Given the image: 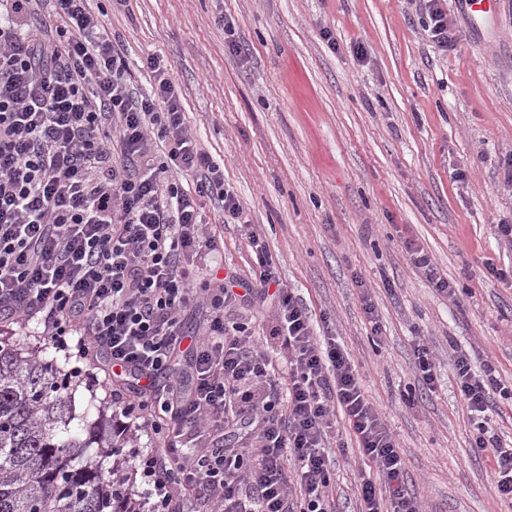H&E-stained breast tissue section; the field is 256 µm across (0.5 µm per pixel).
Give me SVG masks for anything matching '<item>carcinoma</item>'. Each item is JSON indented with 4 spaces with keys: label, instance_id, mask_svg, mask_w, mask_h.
Here are the masks:
<instances>
[{
    "label": "carcinoma",
    "instance_id": "obj_1",
    "mask_svg": "<svg viewBox=\"0 0 512 512\" xmlns=\"http://www.w3.org/2000/svg\"><path fill=\"white\" fill-rule=\"evenodd\" d=\"M35 351L0 347V512H139L118 468L119 441L71 428V393Z\"/></svg>",
    "mask_w": 512,
    "mask_h": 512
}]
</instances>
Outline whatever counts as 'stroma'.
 Listing matches in <instances>:
<instances>
[{
	"instance_id": "35a3bbf8",
	"label": "stroma",
	"mask_w": 512,
	"mask_h": 512,
	"mask_svg": "<svg viewBox=\"0 0 512 512\" xmlns=\"http://www.w3.org/2000/svg\"><path fill=\"white\" fill-rule=\"evenodd\" d=\"M124 54L136 93L150 94L145 62L163 57L201 145L224 163V185L246 221L228 224L203 201L223 242L224 270L240 287L259 268L249 234L260 235L276 270L313 315H326L382 412L424 512H512L485 454L470 445L456 395L453 349L512 380V282L484 278L490 262L512 269V246L496 226L512 220V0L485 20L467 0H447L461 37L442 52L416 0H91ZM232 23L248 62L230 53ZM465 182H457V173ZM427 251L457 284L456 299L430 288L408 260ZM370 298L383 323L375 352L362 310ZM37 320L0 316V334L39 347L58 368L79 371L78 424L112 406V368L56 349ZM432 353L440 387L407 404L415 342ZM332 497L360 512L365 464L337 417Z\"/></svg>"
}]
</instances>
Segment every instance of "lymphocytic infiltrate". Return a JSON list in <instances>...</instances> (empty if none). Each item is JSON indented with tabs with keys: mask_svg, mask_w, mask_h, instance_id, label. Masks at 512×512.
Returning a JSON list of instances; mask_svg holds the SVG:
<instances>
[{
	"mask_svg": "<svg viewBox=\"0 0 512 512\" xmlns=\"http://www.w3.org/2000/svg\"><path fill=\"white\" fill-rule=\"evenodd\" d=\"M42 2L0 0V315L37 320L79 359L105 356L121 379L112 405L124 417L150 428L148 407L167 415V447L132 455L146 512H174L186 498L191 512H334L328 439L339 412L375 468L361 477L364 512H421L354 362L280 280L259 235L250 237L254 291L275 305L265 338L225 317L240 299L232 282L195 288L191 256L210 253L211 272L222 267L202 199L220 203L228 224L244 206L189 132L167 65L148 57L152 93L136 94L90 0H53L55 26L41 17ZM421 2L432 41L453 49L460 32L446 0ZM196 306L208 318L189 336L182 316ZM185 348L188 387L175 369ZM454 380L471 445L512 500V441L492 425L512 384L493 366L474 371L461 348ZM230 422L239 436L225 447L214 433Z\"/></svg>",
	"mask_w": 512,
	"mask_h": 512,
	"instance_id": "obj_1",
	"label": "lymphocytic infiltrate"
}]
</instances>
